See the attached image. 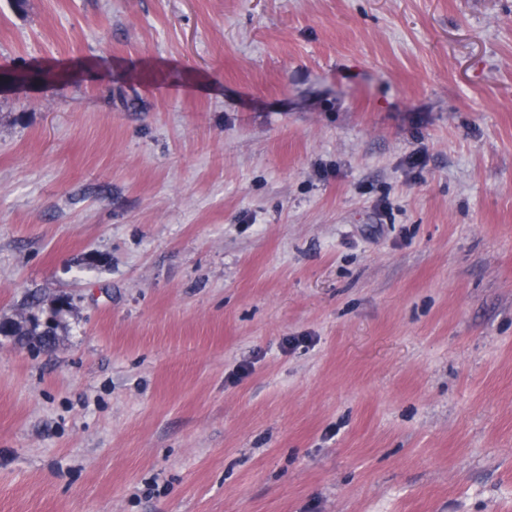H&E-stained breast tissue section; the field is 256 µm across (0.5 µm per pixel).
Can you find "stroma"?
<instances>
[{
  "instance_id": "1",
  "label": "stroma",
  "mask_w": 512,
  "mask_h": 512,
  "mask_svg": "<svg viewBox=\"0 0 512 512\" xmlns=\"http://www.w3.org/2000/svg\"><path fill=\"white\" fill-rule=\"evenodd\" d=\"M1 66L0 512H512V0H0ZM0 334L3 336H28L29 344L33 346L47 347L55 336V325L39 322L36 316H29L22 325L14 320L0 322Z\"/></svg>"
}]
</instances>
